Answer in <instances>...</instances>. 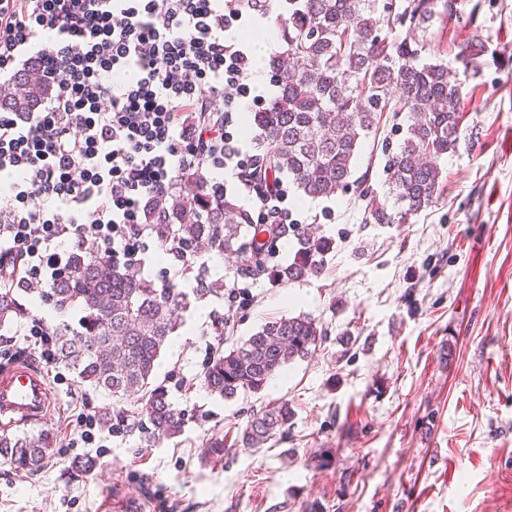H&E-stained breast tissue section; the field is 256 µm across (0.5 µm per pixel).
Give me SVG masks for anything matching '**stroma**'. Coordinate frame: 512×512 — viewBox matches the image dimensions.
Returning <instances> with one entry per match:
<instances>
[{
    "mask_svg": "<svg viewBox=\"0 0 512 512\" xmlns=\"http://www.w3.org/2000/svg\"><path fill=\"white\" fill-rule=\"evenodd\" d=\"M463 22L431 28L432 60L453 64L479 35L510 59L463 86L460 140L435 157L445 181L405 224L366 223L355 190L331 198L289 190L295 218L332 243L319 273L254 279L257 301L224 326V298L192 301L158 360L156 380L189 420L155 439L141 405H116L24 341L0 344V369L39 363L54 397L41 419L0 436L49 433L35 473L0 459V512H512V0H458ZM136 273L155 285L232 281L235 260L147 253ZM308 315L324 336L257 394L223 399L203 384L206 344L229 350L267 321ZM288 402L285 433L260 448L236 437L250 410ZM105 454L73 448L87 406ZM131 426L119 429V416ZM223 439L224 454L210 451ZM96 459L87 471L73 460Z\"/></svg>",
    "mask_w": 512,
    "mask_h": 512,
    "instance_id": "1",
    "label": "stroma"
}]
</instances>
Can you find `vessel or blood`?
<instances>
[{
  "instance_id": "b4317fda",
  "label": "vessel or blood",
  "mask_w": 512,
  "mask_h": 512,
  "mask_svg": "<svg viewBox=\"0 0 512 512\" xmlns=\"http://www.w3.org/2000/svg\"><path fill=\"white\" fill-rule=\"evenodd\" d=\"M53 396L40 367L24 362L0 372V421H33L52 405Z\"/></svg>"
}]
</instances>
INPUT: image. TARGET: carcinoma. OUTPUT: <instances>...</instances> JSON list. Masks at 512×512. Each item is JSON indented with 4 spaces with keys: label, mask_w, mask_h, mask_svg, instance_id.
I'll use <instances>...</instances> for the list:
<instances>
[{
    "label": "carcinoma",
    "mask_w": 512,
    "mask_h": 512,
    "mask_svg": "<svg viewBox=\"0 0 512 512\" xmlns=\"http://www.w3.org/2000/svg\"><path fill=\"white\" fill-rule=\"evenodd\" d=\"M283 26L285 51L270 61L280 95L249 121L258 130L257 159L268 174L286 176L308 197H331L356 186L367 201V222L404 224L436 203L444 186L442 174L429 161L455 149L463 118V86L459 70L442 62L423 63L425 44L411 45L396 32L409 25L426 33L438 20L457 17V0H407L388 17L387 31L373 15L378 0H295ZM479 36L458 46L457 61L469 75L487 66ZM37 64L9 86L0 87V109L32 112L50 92L37 75ZM386 112L404 114L405 137L395 150H384L388 192L379 199L364 179H352L353 162L362 142L377 134ZM162 212L154 228L162 238L179 243L180 254L202 247L221 254L244 256L242 226L257 243L264 225L233 200L213 198L190 170L178 189L153 200L148 217ZM300 250L286 266L269 271L273 282H293L320 269L318 258L328 242L296 227ZM224 291V284L199 279L188 293L171 283L157 288L110 258L77 253L70 270L50 288L63 308L83 312L79 331L63 326L57 356L87 383L120 404L138 395L142 417L154 435L177 434L186 412L168 400L165 389L152 386L157 360L169 337L180 327L181 313L201 298ZM28 315L13 289H0V326ZM323 336L308 316L266 322L261 330L229 352L209 361L206 388L225 399L240 391L258 393L269 380L297 358L311 353ZM293 412L288 403L249 414L237 439L243 448H259L277 432L288 429ZM0 457L21 469L37 470L48 458L47 436L0 437Z\"/></svg>",
    "instance_id": "cac0c4a2"
}]
</instances>
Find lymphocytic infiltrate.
<instances>
[{
  "mask_svg": "<svg viewBox=\"0 0 512 512\" xmlns=\"http://www.w3.org/2000/svg\"><path fill=\"white\" fill-rule=\"evenodd\" d=\"M263 0H0V81L34 62L54 92L34 112L0 113V288L48 287L72 249L130 265L157 244L148 201L186 169L225 170L271 230L247 249L254 268L277 247L293 210L280 178L255 179L236 145L237 114L254 93L237 29Z\"/></svg>",
  "mask_w": 512,
  "mask_h": 512,
  "instance_id": "1",
  "label": "lymphocytic infiltrate"
}]
</instances>
